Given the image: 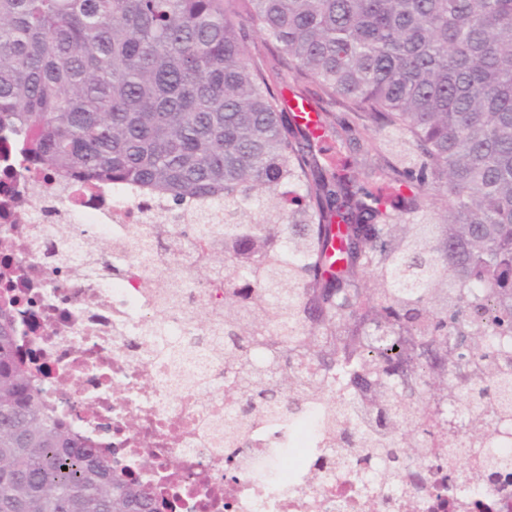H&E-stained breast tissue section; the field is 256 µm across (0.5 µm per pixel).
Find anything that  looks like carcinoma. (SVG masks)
Instances as JSON below:
<instances>
[{
	"mask_svg": "<svg viewBox=\"0 0 512 512\" xmlns=\"http://www.w3.org/2000/svg\"><path fill=\"white\" fill-rule=\"evenodd\" d=\"M290 77L353 115L326 165ZM384 129L408 151L356 181L344 142ZM4 131L23 169L209 205L191 276L224 298L189 322L224 337V435L326 397L370 484L512 472V0H0ZM416 183L439 223H400L425 199L386 191ZM461 438L479 468L429 448ZM163 508L44 404L0 301V512ZM423 193L427 199V206L418 214L404 215V219L410 224H426L436 221L437 213H440L449 203L448 193L444 190L425 188Z\"/></svg>",
	"mask_w": 512,
	"mask_h": 512,
	"instance_id": "cac0c4a2",
	"label": "carcinoma"
}]
</instances>
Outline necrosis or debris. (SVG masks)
<instances>
[{"label": "necrosis or debris", "mask_w": 512, "mask_h": 512, "mask_svg": "<svg viewBox=\"0 0 512 512\" xmlns=\"http://www.w3.org/2000/svg\"><path fill=\"white\" fill-rule=\"evenodd\" d=\"M169 207L139 190L0 161V237L12 242L0 251V292L18 299L16 336L44 371V400L127 466L164 512H368V493L336 469L326 402L299 420L255 418L228 439L212 431L227 411L213 395L224 385L213 340L197 342L181 367L164 358L192 333L163 309L165 284L181 283L187 310L211 296L187 283L190 247L140 257L142 236ZM285 453L294 462L282 470ZM447 482V468H432L426 492L390 490L387 512H512V489L484 483L452 496Z\"/></svg>", "instance_id": "obj_1"}]
</instances>
